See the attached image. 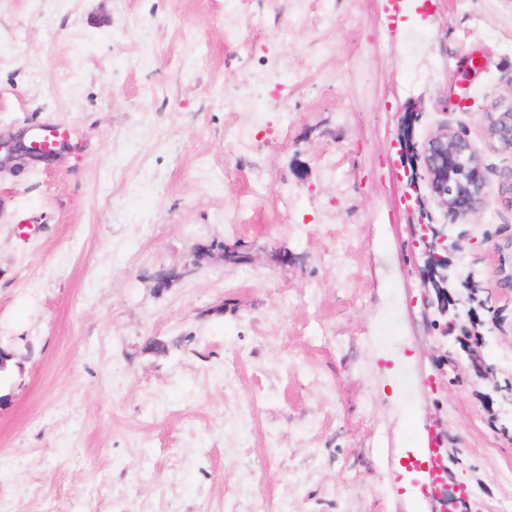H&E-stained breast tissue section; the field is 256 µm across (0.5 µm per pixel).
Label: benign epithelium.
<instances>
[{
    "label": "benign epithelium",
    "instance_id": "benign-epithelium-1",
    "mask_svg": "<svg viewBox=\"0 0 512 512\" xmlns=\"http://www.w3.org/2000/svg\"><path fill=\"white\" fill-rule=\"evenodd\" d=\"M483 134L494 149L512 154V105L494 112L484 113ZM7 155L41 157L30 141L0 140V151ZM415 162L421 164L429 176L430 188L446 210L462 219L479 212L491 192L479 156L465 136L444 126L437 130L421 149L415 150ZM420 239L424 243L426 266L434 279L431 287L435 300L430 302L444 315L448 311L447 265L441 252L447 250V235L431 224L420 225Z\"/></svg>",
    "mask_w": 512,
    "mask_h": 512
}]
</instances>
